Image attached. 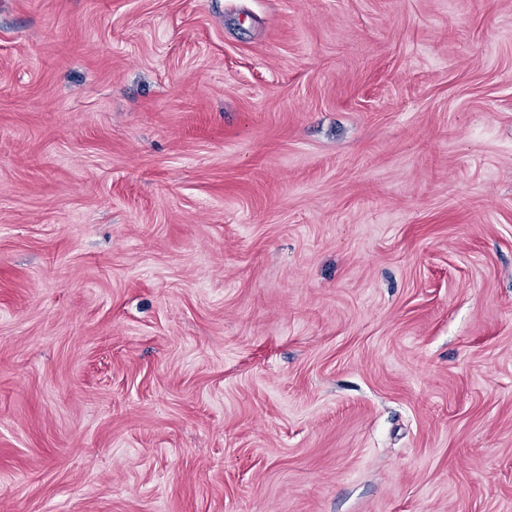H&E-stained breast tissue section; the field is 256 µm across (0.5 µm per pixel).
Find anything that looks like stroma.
Instances as JSON below:
<instances>
[{
  "label": "stroma",
  "mask_w": 512,
  "mask_h": 512,
  "mask_svg": "<svg viewBox=\"0 0 512 512\" xmlns=\"http://www.w3.org/2000/svg\"><path fill=\"white\" fill-rule=\"evenodd\" d=\"M0 512H512V0H0Z\"/></svg>",
  "instance_id": "1"
}]
</instances>
